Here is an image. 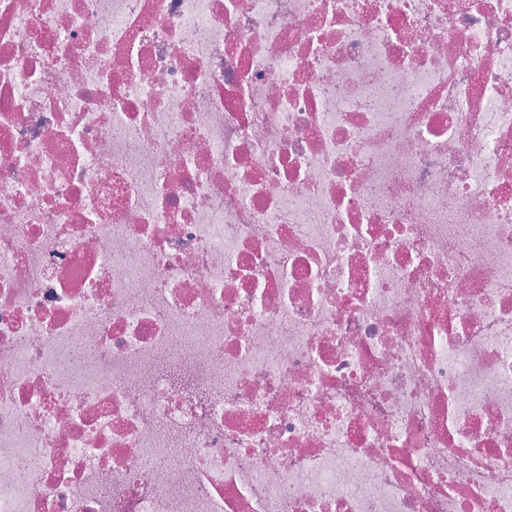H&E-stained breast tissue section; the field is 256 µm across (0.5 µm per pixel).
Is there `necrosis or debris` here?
Segmentation results:
<instances>
[{
  "label": "necrosis or debris",
  "mask_w": 512,
  "mask_h": 512,
  "mask_svg": "<svg viewBox=\"0 0 512 512\" xmlns=\"http://www.w3.org/2000/svg\"><path fill=\"white\" fill-rule=\"evenodd\" d=\"M0 512H512V0H0Z\"/></svg>",
  "instance_id": "necrosis-or-debris-1"
}]
</instances>
